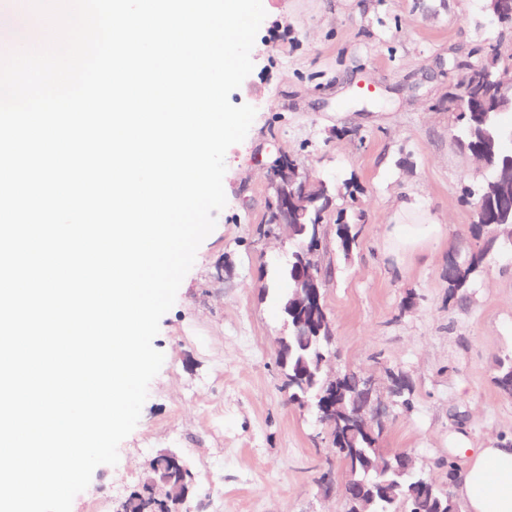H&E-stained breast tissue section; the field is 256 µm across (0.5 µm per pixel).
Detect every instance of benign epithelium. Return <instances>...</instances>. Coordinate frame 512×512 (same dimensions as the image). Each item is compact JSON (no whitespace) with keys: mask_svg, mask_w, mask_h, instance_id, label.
I'll return each instance as SVG.
<instances>
[{"mask_svg":"<svg viewBox=\"0 0 512 512\" xmlns=\"http://www.w3.org/2000/svg\"><path fill=\"white\" fill-rule=\"evenodd\" d=\"M487 10L492 16L507 19L512 16V0H487ZM484 77L499 90L512 89V69L486 72ZM323 185V181L313 180L306 172L299 171L288 163V156L282 155L271 170V196L267 210V232L274 233L283 227L292 230V238L302 254V262L297 267L294 295L291 301L282 305L285 317L291 319L296 330L308 333L319 332L326 326L327 317L323 305L324 277L319 269L317 248L305 239L320 238L321 225L301 222L309 207L320 202L313 189ZM512 197V162L504 165L495 182L484 195L486 200H500ZM475 223L487 230L492 237L506 235L512 241V225L485 208L478 206L474 212ZM319 419L329 425L333 433L339 432L341 421L351 418L364 429L373 431L383 426V420L390 408L380 395L375 380L363 373L357 375L356 385L350 397L352 414L343 412L342 391L336 378L328 379L318 395ZM190 487L183 481L175 483L158 476V469L150 466L147 475L133 493L139 494L135 501L140 503V512H147L153 504L179 505L185 501Z\"/></svg>","mask_w":512,"mask_h":512,"instance_id":"1","label":"benign epithelium"}]
</instances>
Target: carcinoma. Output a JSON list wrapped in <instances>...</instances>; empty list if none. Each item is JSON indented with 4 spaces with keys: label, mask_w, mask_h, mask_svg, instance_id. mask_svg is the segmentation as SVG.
Segmentation results:
<instances>
[{
    "label": "carcinoma",
    "mask_w": 512,
    "mask_h": 512,
    "mask_svg": "<svg viewBox=\"0 0 512 512\" xmlns=\"http://www.w3.org/2000/svg\"><path fill=\"white\" fill-rule=\"evenodd\" d=\"M474 93L473 106L465 111H457L453 94H448V111L458 112L457 120L461 122V146L469 150L493 146V151L486 153L483 167L489 177L482 185L469 192L472 202L477 203L498 174L505 156L512 155V150L502 147L504 138L512 140V127L506 129L500 122L504 113L512 112V96L504 94L488 83L482 75L475 74L468 78ZM359 229L354 224H339L336 236L344 252L352 251L356 246ZM479 261L472 257L462 259L458 267L448 273V295L462 299L470 282L478 272ZM288 338L292 344V354L288 361V373L295 377L307 370L312 377L288 382V398L298 405L309 402L317 405V393L321 385V373L318 370L323 357L333 353L331 334L322 331L313 341H308L288 326ZM496 384L500 393L512 397V355L498 361ZM336 458L344 461L348 458L357 462L355 482L357 493L344 497V512H458L459 504L452 491L453 472H448V480L427 486V478L421 466L406 468L402 463L404 451L395 450L383 453L380 446V434L365 433L351 426L342 429L341 436L330 438ZM386 483L393 490L391 498H376L367 507L358 502V494H369L376 481Z\"/></svg>",
    "instance_id": "obj_1"
}]
</instances>
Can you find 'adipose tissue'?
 <instances>
[{
	"label": "adipose tissue",
	"instance_id": "adipose-tissue-1",
	"mask_svg": "<svg viewBox=\"0 0 512 512\" xmlns=\"http://www.w3.org/2000/svg\"><path fill=\"white\" fill-rule=\"evenodd\" d=\"M414 203H403L384 237L385 252L403 257L433 239L443 227L415 220ZM453 491L462 499L467 512H512V437L477 449L465 468L455 476Z\"/></svg>",
	"mask_w": 512,
	"mask_h": 512
}]
</instances>
